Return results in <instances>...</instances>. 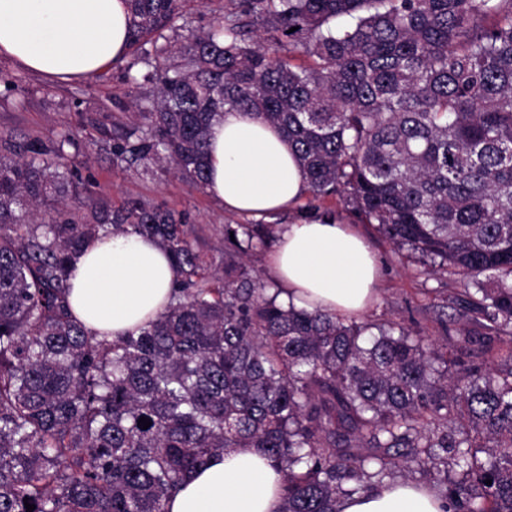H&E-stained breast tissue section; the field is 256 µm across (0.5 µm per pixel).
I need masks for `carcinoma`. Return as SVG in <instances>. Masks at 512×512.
<instances>
[{
    "label": "carcinoma",
    "instance_id": "carcinoma-1",
    "mask_svg": "<svg viewBox=\"0 0 512 512\" xmlns=\"http://www.w3.org/2000/svg\"><path fill=\"white\" fill-rule=\"evenodd\" d=\"M125 2L153 90L112 158L203 191L210 120L255 113L313 199L338 197L423 273L467 277L458 345L280 300L256 267L271 224L224 225L221 267L166 207L100 211L89 192L79 224L63 150L0 134V512H165L230 448L281 471L279 512H336L401 470L451 512H512V0H230L178 46L194 0ZM131 233L169 253L175 302L100 338L71 313V269Z\"/></svg>",
    "mask_w": 512,
    "mask_h": 512
}]
</instances>
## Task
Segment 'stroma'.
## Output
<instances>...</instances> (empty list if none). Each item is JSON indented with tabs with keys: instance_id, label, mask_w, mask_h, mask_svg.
I'll return each mask as SVG.
<instances>
[{
	"instance_id": "1",
	"label": "stroma",
	"mask_w": 512,
	"mask_h": 512,
	"mask_svg": "<svg viewBox=\"0 0 512 512\" xmlns=\"http://www.w3.org/2000/svg\"><path fill=\"white\" fill-rule=\"evenodd\" d=\"M146 71L133 49L112 67L69 82L48 80L1 58L0 133L62 146L77 174V191H92L98 209L138 200L188 213L200 231L202 247L216 253L222 226L241 223V216L224 211L207 194L188 187L172 173L156 167L147 171L126 168L94 145L102 132L114 133L128 126V114L138 96L136 81ZM298 212L332 214L361 225L380 263L377 299L366 311V319L402 321L429 341H455L459 320L452 317L444 325L438 320L440 306L447 303L445 286L450 279L446 275L422 274L417 254L391 245L374 225L361 224L339 198H304Z\"/></svg>"
}]
</instances>
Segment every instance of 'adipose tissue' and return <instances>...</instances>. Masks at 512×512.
Segmentation results:
<instances>
[{
    "instance_id": "obj_1",
    "label": "adipose tissue",
    "mask_w": 512,
    "mask_h": 512,
    "mask_svg": "<svg viewBox=\"0 0 512 512\" xmlns=\"http://www.w3.org/2000/svg\"><path fill=\"white\" fill-rule=\"evenodd\" d=\"M124 0H0V58L63 81L101 72L128 50ZM206 192L250 219L297 207L304 172L281 130L230 111L212 122ZM267 267L296 306L361 318L375 296L378 262L365 238L331 216L282 225ZM175 277L153 239L128 234L88 245L70 277L73 315L98 336L138 332L170 302ZM282 475L253 448H233L191 472L166 512H278ZM340 512H443L432 493L398 482L344 500Z\"/></svg>"
}]
</instances>
